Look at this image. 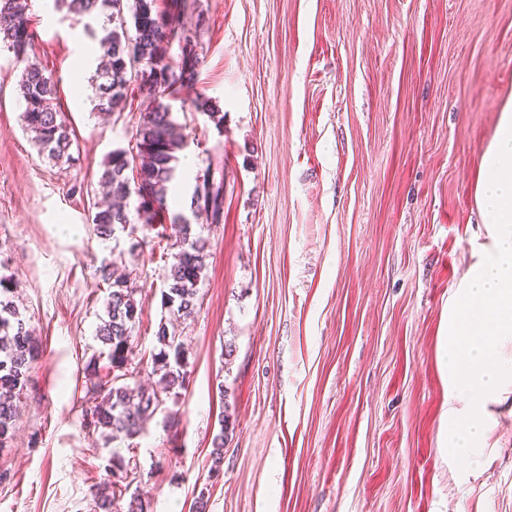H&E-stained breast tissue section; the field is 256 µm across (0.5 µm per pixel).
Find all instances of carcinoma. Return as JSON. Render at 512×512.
I'll return each mask as SVG.
<instances>
[{
  "mask_svg": "<svg viewBox=\"0 0 512 512\" xmlns=\"http://www.w3.org/2000/svg\"><path fill=\"white\" fill-rule=\"evenodd\" d=\"M67 12L85 20L86 32L98 38L105 60L96 70L94 110L106 116L125 105L133 73L140 71L142 88L155 102L153 111L143 117L135 143L129 149L111 151L102 163L100 185L118 200L132 195L128 172L135 173L138 188L149 202L135 208L136 219L121 205H110L90 216V223L101 239L115 237L125 225L138 222L150 227L155 209L166 207L169 185L175 178L179 153L187 147L186 135L175 121L165 99L179 88L195 81L196 61L184 58L173 61L169 48L186 42L185 30L158 11L157 0H55ZM28 0H0V45L23 65L18 92L25 108L24 129L33 134L39 152L56 165L73 160L72 130L62 113L53 109L57 82L38 64L28 58L33 31L27 18ZM135 33H129L128 22ZM102 36H97V32ZM218 130L224 129V113L206 101L196 104ZM192 212H200L212 224L224 220V182H215L205 174L195 185L190 199ZM179 225V236L171 244L175 252L166 274L168 288L161 303L176 318L186 320L197 308L198 285L205 269L206 241L194 225L181 213L173 217ZM116 261L103 263L98 269L109 284L106 317L101 319L96 336L108 348V364L99 366L96 357L88 365L93 378L87 392L92 397L82 402L80 419L85 435H100L105 443L122 444L139 436L144 420L153 415L163 402L161 395L184 388L185 348L176 335L161 324L156 336L161 348L151 355L155 370L161 372L158 389L146 392L133 389L128 380L134 378V328L142 313L135 299L137 287L130 274L115 275ZM11 279L0 276V447L12 438L17 413L16 399L26 390L32 364L38 356L37 343L10 298ZM229 414H224L220 430L212 439L215 467H220L224 443L228 439ZM138 479L119 448H112V482L97 488L95 512H115L116 499L122 497L120 484Z\"/></svg>",
  "mask_w": 512,
  "mask_h": 512,
  "instance_id": "obj_1",
  "label": "carcinoma"
}]
</instances>
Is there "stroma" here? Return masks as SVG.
Masks as SVG:
<instances>
[{"label":"stroma","instance_id":"1","mask_svg":"<svg viewBox=\"0 0 512 512\" xmlns=\"http://www.w3.org/2000/svg\"><path fill=\"white\" fill-rule=\"evenodd\" d=\"M190 32L195 81L170 97L191 171L148 244L102 240L88 219L102 163L133 144L152 103L133 89L102 116L99 47L83 21L32 0L30 60L58 83L75 162L57 167L21 120V70L0 51V274L40 343L0 448V512H94L110 448L80 424L86 365L109 293L98 267L122 254L146 359L195 179L224 181L205 225L194 318L175 322L188 379L122 448L148 512H512V410L495 408L479 476L440 451L448 300L488 247L475 202L481 158L512 97V0H160ZM207 99L223 130L196 110ZM234 430L214 464L222 412ZM219 476H212V466Z\"/></svg>","mask_w":512,"mask_h":512}]
</instances>
